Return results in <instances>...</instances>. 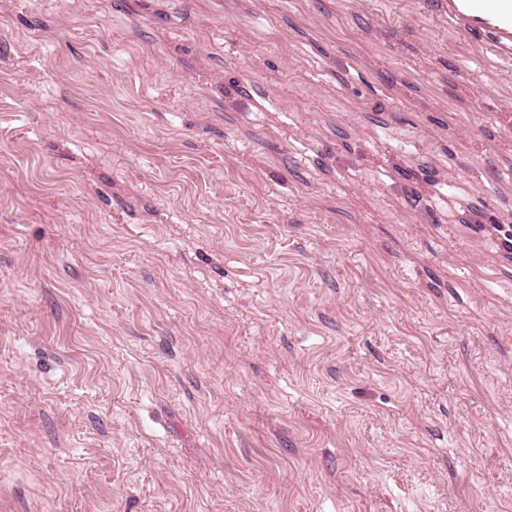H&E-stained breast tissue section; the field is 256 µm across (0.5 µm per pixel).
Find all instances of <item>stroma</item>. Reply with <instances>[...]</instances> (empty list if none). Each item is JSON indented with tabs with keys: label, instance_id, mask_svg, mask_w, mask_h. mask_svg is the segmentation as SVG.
I'll list each match as a JSON object with an SVG mask.
<instances>
[{
	"label": "stroma",
	"instance_id": "stroma-1",
	"mask_svg": "<svg viewBox=\"0 0 512 512\" xmlns=\"http://www.w3.org/2000/svg\"><path fill=\"white\" fill-rule=\"evenodd\" d=\"M449 0H0V512H512V45Z\"/></svg>",
	"mask_w": 512,
	"mask_h": 512
}]
</instances>
